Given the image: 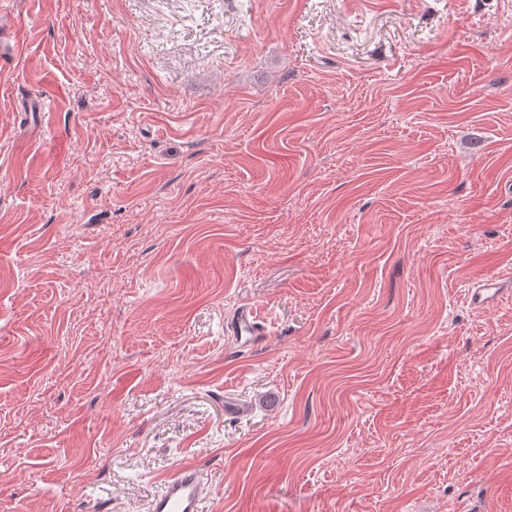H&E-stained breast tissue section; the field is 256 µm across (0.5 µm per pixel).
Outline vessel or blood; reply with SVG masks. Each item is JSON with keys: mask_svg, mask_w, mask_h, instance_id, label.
Instances as JSON below:
<instances>
[{"mask_svg": "<svg viewBox=\"0 0 512 512\" xmlns=\"http://www.w3.org/2000/svg\"><path fill=\"white\" fill-rule=\"evenodd\" d=\"M511 289V278L497 271L488 272L469 288L470 306L474 311H484L496 305ZM230 331L242 346L254 343L263 332L256 309L243 307L232 320ZM207 494L204 471L197 465L184 463L165 477L151 499L149 512H202Z\"/></svg>", "mask_w": 512, "mask_h": 512, "instance_id": "b4317fda", "label": "vessel or blood"}]
</instances>
